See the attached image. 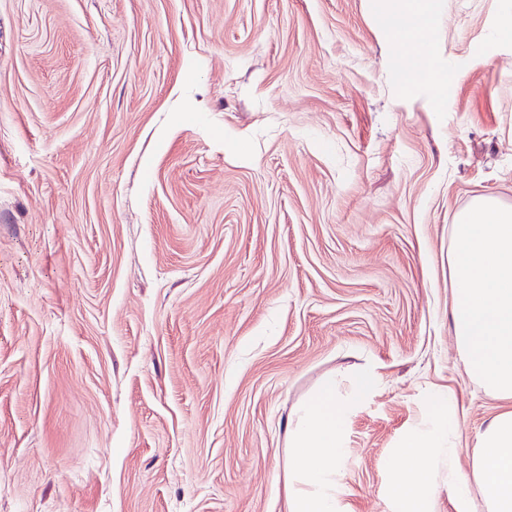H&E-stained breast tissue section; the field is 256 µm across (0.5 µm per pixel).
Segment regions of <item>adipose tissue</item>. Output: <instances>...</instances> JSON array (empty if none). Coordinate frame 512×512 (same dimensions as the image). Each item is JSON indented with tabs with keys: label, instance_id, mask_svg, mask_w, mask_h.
I'll list each match as a JSON object with an SVG mask.
<instances>
[{
	"label": "adipose tissue",
	"instance_id": "adipose-tissue-1",
	"mask_svg": "<svg viewBox=\"0 0 512 512\" xmlns=\"http://www.w3.org/2000/svg\"><path fill=\"white\" fill-rule=\"evenodd\" d=\"M388 33L391 52L407 85L433 77L447 90L454 74L435 72L441 0H368ZM426 46L424 56L411 54ZM451 335L469 380L496 399L502 411L467 439L451 390L431 389L424 410L409 425L390 461L391 512H435L447 489L454 512H512V205L480 197L460 211L448 238ZM372 369L347 385L326 379L288 423L285 512H347L340 479L354 410L381 384ZM473 441L469 469L458 464Z\"/></svg>",
	"mask_w": 512,
	"mask_h": 512
}]
</instances>
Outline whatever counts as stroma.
Wrapping results in <instances>:
<instances>
[{
  "instance_id": "obj_1",
  "label": "stroma",
  "mask_w": 512,
  "mask_h": 512,
  "mask_svg": "<svg viewBox=\"0 0 512 512\" xmlns=\"http://www.w3.org/2000/svg\"><path fill=\"white\" fill-rule=\"evenodd\" d=\"M500 0H444L407 87L365 0H0V512H281L286 424L374 366L341 479L391 512L430 385L500 411L448 233L512 204Z\"/></svg>"
}]
</instances>
